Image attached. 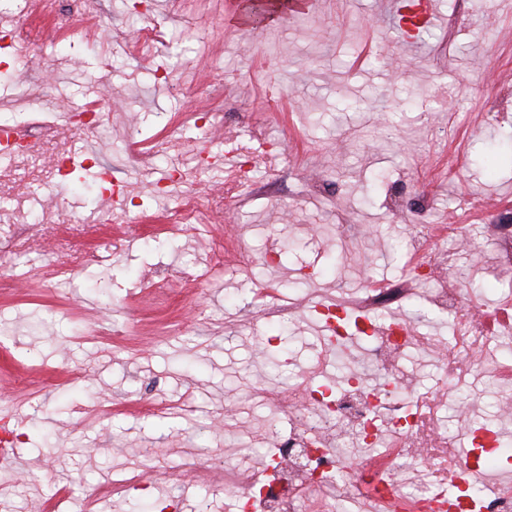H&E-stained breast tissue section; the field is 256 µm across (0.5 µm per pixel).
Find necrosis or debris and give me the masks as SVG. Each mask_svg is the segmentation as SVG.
<instances>
[{
	"instance_id": "1",
	"label": "necrosis or debris",
	"mask_w": 512,
	"mask_h": 512,
	"mask_svg": "<svg viewBox=\"0 0 512 512\" xmlns=\"http://www.w3.org/2000/svg\"><path fill=\"white\" fill-rule=\"evenodd\" d=\"M499 253L490 273L510 287L490 306L465 302L461 289L448 287L440 275L435 243L447 241L449 249L465 243L462 224H424L411 243V276L408 282L369 283L364 304L383 310L402 302L410 291L419 292L438 313L448 315L456 336L449 364L458 353L481 349L491 352L502 337L512 334V217L490 226ZM318 319L329 329L331 343L340 344L353 335L371 337L370 354L387 371L386 384L367 390L358 376L344 378L338 389L293 385L287 395H273L268 405L274 413L267 429L277 460L267 474L257 475L238 491V512H302L308 496L337 479H344L357 494L387 498L392 512H447L446 489L410 487L406 469L421 467L414 453L420 429L434 403L424 396L403 392L392 374V360L399 356L408 332L405 325L390 323L375 330L368 319L350 318L338 305L316 309ZM348 427L357 446L377 448V455L349 464L329 433L336 424Z\"/></svg>"
}]
</instances>
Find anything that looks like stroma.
<instances>
[{
	"instance_id": "stroma-1",
	"label": "stroma",
	"mask_w": 512,
	"mask_h": 512,
	"mask_svg": "<svg viewBox=\"0 0 512 512\" xmlns=\"http://www.w3.org/2000/svg\"><path fill=\"white\" fill-rule=\"evenodd\" d=\"M237 0H8L0 19V117L26 131L0 159V426L21 435L0 491L14 512H81L116 472L141 470L147 490L115 494L96 512H229L223 469L251 474L267 439V395L355 374L384 385L369 345L331 350L309 303L321 295L364 314L368 281L406 280L420 224L467 221L471 244L441 274L488 280L490 222L512 206V164L476 160L490 132L512 131V0H433L436 23L407 45L386 0H314L305 14L253 29L229 24ZM104 104L100 128L79 112ZM74 115L63 118L65 108ZM215 114L206 131L194 117ZM268 139L294 140L295 166L268 169L278 193L224 196L228 167L200 158ZM87 147L82 184L61 181L53 157ZM459 166L455 181L439 169ZM126 181L123 211L102 209L101 169ZM184 178L163 196L159 180ZM384 173L372 184L375 173ZM406 181L400 210L387 207ZM197 197L205 226L173 228ZM480 211H469L470 199ZM240 242L224 268L196 280L218 239ZM106 244L111 257L78 256ZM290 308L267 317L270 304ZM420 298L386 311L412 337L397 364L412 392L446 378L445 315L416 317ZM439 414L454 441L482 426L512 438V395L483 354ZM206 466L187 479L185 461Z\"/></svg>"
}]
</instances>
